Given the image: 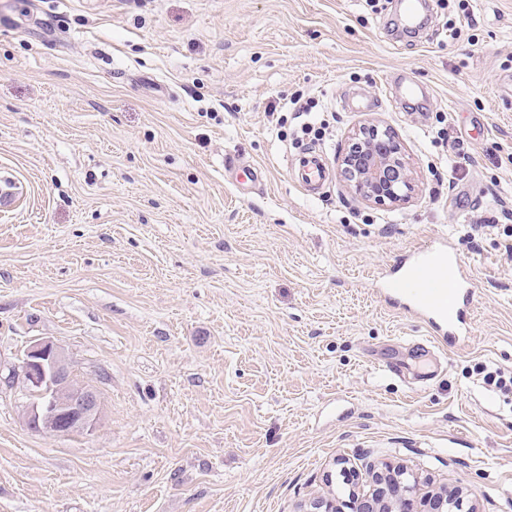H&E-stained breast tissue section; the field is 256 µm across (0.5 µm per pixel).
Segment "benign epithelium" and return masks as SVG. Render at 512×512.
I'll return each mask as SVG.
<instances>
[{
  "mask_svg": "<svg viewBox=\"0 0 512 512\" xmlns=\"http://www.w3.org/2000/svg\"><path fill=\"white\" fill-rule=\"evenodd\" d=\"M352 193L376 205H394L412 197L416 185L401 142L387 128L363 124L351 137L338 159ZM21 380L29 403L27 426L40 433L68 436L91 433L99 423L102 403L98 391L73 379L64 349L50 341H38L21 361ZM405 471L390 464L371 470V492L350 498V512H415L428 507L433 512L461 508L462 500L448 497V490L432 492L421 481L405 483Z\"/></svg>",
  "mask_w": 512,
  "mask_h": 512,
  "instance_id": "1",
  "label": "benign epithelium"
}]
</instances>
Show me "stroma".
I'll return each instance as SVG.
<instances>
[{
	"label": "stroma",
	"mask_w": 512,
	"mask_h": 512,
	"mask_svg": "<svg viewBox=\"0 0 512 512\" xmlns=\"http://www.w3.org/2000/svg\"><path fill=\"white\" fill-rule=\"evenodd\" d=\"M429 4L409 34L397 0H0V512H302L373 462L512 512V393L482 376L512 375V0ZM404 74L427 100L391 103ZM366 123L408 202L340 178ZM439 236L476 287L457 346L373 291ZM42 340L99 392L93 433L26 426L9 374ZM329 169L323 154L310 152L300 159L298 181L306 190H315L329 178Z\"/></svg>",
	"instance_id": "stroma-1"
}]
</instances>
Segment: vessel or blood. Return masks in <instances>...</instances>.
<instances>
[{
	"instance_id": "vessel-or-blood-1",
	"label": "vessel or blood",
	"mask_w": 512,
	"mask_h": 512,
	"mask_svg": "<svg viewBox=\"0 0 512 512\" xmlns=\"http://www.w3.org/2000/svg\"><path fill=\"white\" fill-rule=\"evenodd\" d=\"M423 0H401L398 23L412 31L422 23ZM322 154L308 153L301 158L298 180L313 190L329 178ZM462 261L446 247L444 239L420 247L398 262L396 275L385 279L386 297L412 311L428 328L433 339L455 344L463 332L464 309L474 300L462 276Z\"/></svg>"
}]
</instances>
